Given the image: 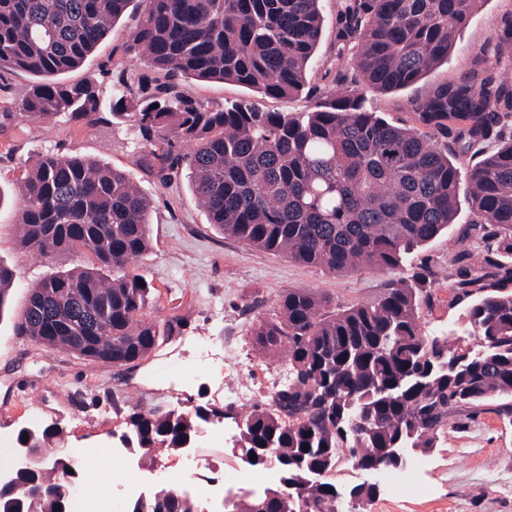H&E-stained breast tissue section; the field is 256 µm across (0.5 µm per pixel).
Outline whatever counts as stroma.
Masks as SVG:
<instances>
[{"mask_svg":"<svg viewBox=\"0 0 512 512\" xmlns=\"http://www.w3.org/2000/svg\"><path fill=\"white\" fill-rule=\"evenodd\" d=\"M319 6L324 26L308 85L321 92L331 84L337 0H320ZM509 15L512 0H480L446 62L405 89L367 91L369 107L391 123H412L411 100L457 79ZM135 24L133 14L124 15L84 64L66 74V81L98 77L113 46L125 42ZM32 81L21 71H0V264L15 274L11 309L0 316L1 449L16 447L22 427L41 429L56 422L65 431L62 450L94 448L106 457L120 447L133 408L164 412L203 405L227 410L232 406L229 389L240 385L266 395L288 362L279 355L258 357L252 329L257 316L270 312L282 293L309 288L348 305L375 301L389 288L391 275L380 271L360 268L335 274L224 236L196 205L187 175L163 184L138 165L143 143L137 131L111 112H104L102 122L92 128L63 116L50 123L23 120L14 105ZM46 151L95 158L124 170L152 201L151 248L138 261L151 286L145 312L175 331L147 358L122 366L87 361L14 331V316L30 287L52 273L88 263L62 252L35 256L17 244L14 181L25 160ZM487 248L464 208L456 224L414 256V263L426 262L441 272L433 309L421 317L425 332L444 333L455 326L464 307L455 304L450 286L453 261L465 251L484 257ZM203 342L215 354L230 352L238 372L220 376L200 369L198 346ZM221 427L223 443L212 444L206 436L198 441L210 461L203 471L207 479H222L225 471L241 464L235 417L225 418ZM426 460L417 474L424 495L404 491L392 497L384 492L368 512H512V422L497 413L495 404L474 416L458 413Z\"/></svg>","mask_w":512,"mask_h":512,"instance_id":"obj_1","label":"stroma"}]
</instances>
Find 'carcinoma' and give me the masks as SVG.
<instances>
[{
	"mask_svg": "<svg viewBox=\"0 0 512 512\" xmlns=\"http://www.w3.org/2000/svg\"><path fill=\"white\" fill-rule=\"evenodd\" d=\"M479 0H339L333 88L297 113L253 100L208 106L185 80L232 81L277 98L301 94L323 27L319 0H0V71L35 77L15 103L31 122L64 115L93 127L101 81L67 83L132 6L137 23L101 74L123 116L150 143L142 163L163 183L191 174L192 194L222 234L332 273L359 267L398 274L455 223L465 200L493 255H459L452 288L467 301L461 326L421 331L438 272L421 266L371 303L343 306L310 289L279 296L252 336L288 359V382L241 416L243 454L275 459L279 483L239 497L232 512H336L329 476L341 459L378 461L389 448L430 452L464 409L499 402L512 418V15L451 82L410 102L418 126L372 112L366 88H407L456 45ZM145 70L133 72L130 58ZM343 92H336V88ZM452 141H446L450 132ZM191 146L180 153L176 145ZM21 248L90 254V267L44 278L28 290L17 334L78 358L133 364L162 329L144 312L150 284L136 262L151 247V200L122 170L78 155L42 153L16 180ZM495 269L489 285L486 267ZM143 279L138 283L137 279ZM13 272L0 265V314ZM217 409L132 410L128 440L174 453ZM63 429L17 434L20 451L46 456L18 466L0 512H69L76 481L50 442ZM356 491L355 512L378 492ZM154 512H200L182 488L160 487Z\"/></svg>",
	"mask_w": 512,
	"mask_h": 512,
	"instance_id": "obj_1",
	"label": "carcinoma"
}]
</instances>
